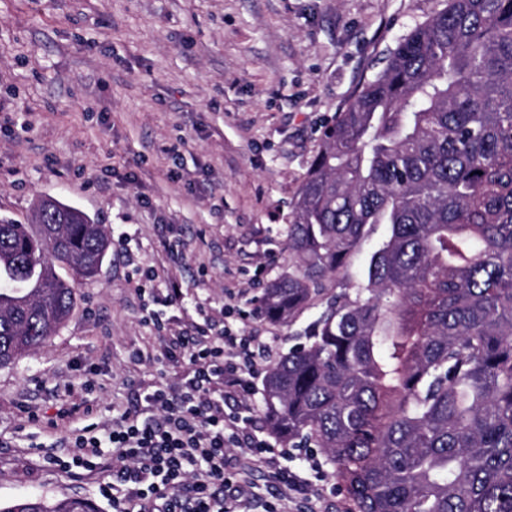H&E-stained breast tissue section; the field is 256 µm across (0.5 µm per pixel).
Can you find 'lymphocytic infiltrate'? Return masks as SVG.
<instances>
[{"label": "lymphocytic infiltrate", "mask_w": 512, "mask_h": 512, "mask_svg": "<svg viewBox=\"0 0 512 512\" xmlns=\"http://www.w3.org/2000/svg\"><path fill=\"white\" fill-rule=\"evenodd\" d=\"M262 346L232 326L209 335L178 332L167 337L165 355L183 362L176 381H159L138 396L139 411L152 413L140 421L139 411H125L105 435L95 426L73 433L66 456L47 462L65 472L101 475V496L112 512H237L249 496L245 482L253 466H265L280 483H288L281 458L288 449L254 439L242 427L253 387L244 371L253 367ZM248 449L234 473H227L228 442ZM112 449L104 461L103 445Z\"/></svg>", "instance_id": "1"}]
</instances>
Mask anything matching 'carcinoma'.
Masks as SVG:
<instances>
[{
  "label": "carcinoma",
  "mask_w": 512,
  "mask_h": 512,
  "mask_svg": "<svg viewBox=\"0 0 512 512\" xmlns=\"http://www.w3.org/2000/svg\"><path fill=\"white\" fill-rule=\"evenodd\" d=\"M375 224L355 297L327 295ZM110 240L58 203L0 220V367L46 344ZM293 264L260 308H326L269 366L288 448H320L348 512H512V0H446L322 132L288 226ZM0 512H92L22 497Z\"/></svg>",
  "instance_id": "carcinoma-1"
}]
</instances>
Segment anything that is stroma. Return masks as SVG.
I'll return each instance as SVG.
<instances>
[{
  "mask_svg": "<svg viewBox=\"0 0 512 512\" xmlns=\"http://www.w3.org/2000/svg\"><path fill=\"white\" fill-rule=\"evenodd\" d=\"M445 5L0 0V219L27 223L50 195L105 225L111 240L99 274L76 280L64 325L0 367V506L81 498L112 512L96 479L49 468L45 457L63 453L72 429L108 426L115 407L175 379L166 336L222 324L225 306L269 348L251 372L261 387L319 315L273 323L259 299L291 264V206L322 131L398 41ZM387 234L375 225L329 289L364 288L366 261ZM172 280L184 305L163 308L154 324L152 300ZM81 401L90 416L49 427L62 405ZM283 466L296 487L255 472L244 512L280 495L288 512H346L347 492L320 449L297 450Z\"/></svg>",
  "mask_w": 512,
  "mask_h": 512,
  "instance_id": "35a3bbf8",
  "label": "stroma"
}]
</instances>
